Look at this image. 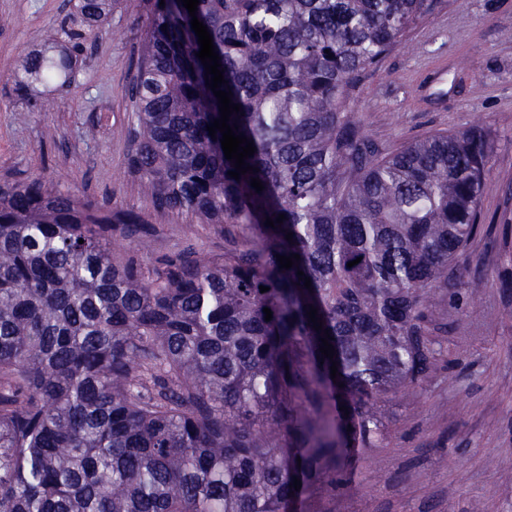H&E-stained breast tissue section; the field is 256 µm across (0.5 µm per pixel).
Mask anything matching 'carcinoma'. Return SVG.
Masks as SVG:
<instances>
[{
	"instance_id": "obj_1",
	"label": "carcinoma",
	"mask_w": 512,
	"mask_h": 512,
	"mask_svg": "<svg viewBox=\"0 0 512 512\" xmlns=\"http://www.w3.org/2000/svg\"><path fill=\"white\" fill-rule=\"evenodd\" d=\"M148 2L128 165L155 211L224 230V253L147 268L114 253L140 215L0 180V512H291L336 486L381 436L377 404L438 368L433 302L481 224L487 129L381 155L351 108L437 0H199L228 124L256 148L238 180L188 10ZM112 4L75 0L21 85L74 83ZM304 400L330 405L322 422Z\"/></svg>"
}]
</instances>
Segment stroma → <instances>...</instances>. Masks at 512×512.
<instances>
[{
    "instance_id": "stroma-1",
    "label": "stroma",
    "mask_w": 512,
    "mask_h": 512,
    "mask_svg": "<svg viewBox=\"0 0 512 512\" xmlns=\"http://www.w3.org/2000/svg\"><path fill=\"white\" fill-rule=\"evenodd\" d=\"M70 0H0V178L52 187L145 221L116 244L147 238L146 266L224 250V233L152 210L127 169L136 116L131 99L147 0H119L89 37L81 83L45 108L19 90L22 50L41 48ZM512 0H440L403 42L365 72L353 95L363 134L387 154L471 125L494 139L482 222L448 271L431 312L440 365L420 386L378 406L383 437L356 453L336 486L305 495L295 512H512ZM486 280L477 298L464 282Z\"/></svg>"
}]
</instances>
